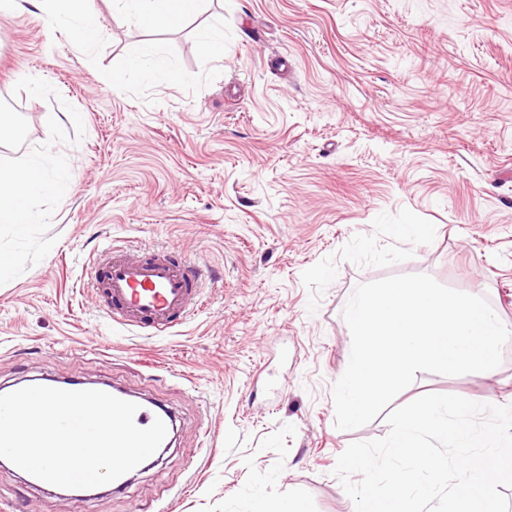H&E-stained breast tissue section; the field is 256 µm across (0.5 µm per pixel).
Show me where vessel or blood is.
<instances>
[{
    "mask_svg": "<svg viewBox=\"0 0 512 512\" xmlns=\"http://www.w3.org/2000/svg\"><path fill=\"white\" fill-rule=\"evenodd\" d=\"M102 284L112 320L129 326L150 325L164 333L175 320L202 304L204 283L195 267L166 251L149 250L130 258L113 251L91 273ZM172 425L171 413L158 404L140 406L134 421L149 427L154 419Z\"/></svg>",
    "mask_w": 512,
    "mask_h": 512,
    "instance_id": "obj_1",
    "label": "vessel or blood"
}]
</instances>
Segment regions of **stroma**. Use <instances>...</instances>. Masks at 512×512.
Returning <instances> with one entry per match:
<instances>
[{
	"label": "stroma",
	"mask_w": 512,
	"mask_h": 512,
	"mask_svg": "<svg viewBox=\"0 0 512 512\" xmlns=\"http://www.w3.org/2000/svg\"><path fill=\"white\" fill-rule=\"evenodd\" d=\"M98 9L87 55L41 10L0 13V118L21 128L0 159L37 149L73 175L40 199L49 223L0 228L20 255L0 276V387L108 383L176 422L89 506L0 467V512H355L337 459L389 431L334 425L356 286L425 273L512 329V0H202L169 27ZM147 45L173 82L126 73ZM112 249L195 262L202 306L160 336L112 324L88 285ZM426 393L512 405V341L492 375L420 372L393 404Z\"/></svg>",
	"instance_id": "1"
}]
</instances>
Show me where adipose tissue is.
<instances>
[{
    "label": "adipose tissue",
    "mask_w": 512,
    "mask_h": 512,
    "mask_svg": "<svg viewBox=\"0 0 512 512\" xmlns=\"http://www.w3.org/2000/svg\"><path fill=\"white\" fill-rule=\"evenodd\" d=\"M98 0H0V13L12 12L31 5L46 14L51 29H66L79 34L81 49H90L95 34L88 27L97 14ZM198 0H112L114 12H135L140 18L156 25H170L190 17ZM72 179L64 166L47 167L46 155L32 153L20 163H0V224L23 230L30 224H42L47 215L37 201L43 196L61 197Z\"/></svg>",
    "instance_id": "1"
}]
</instances>
